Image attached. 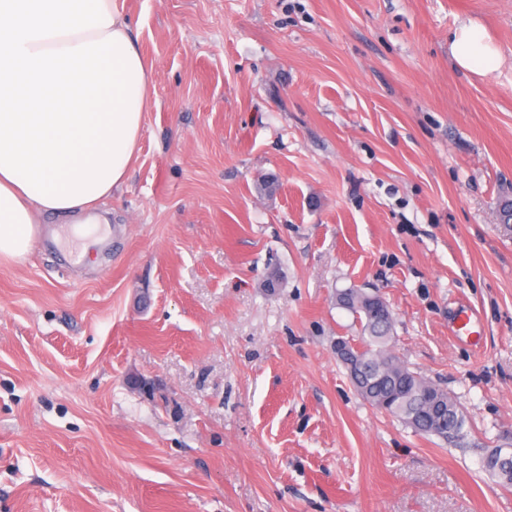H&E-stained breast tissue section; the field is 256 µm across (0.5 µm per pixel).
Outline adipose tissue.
<instances>
[{"label":"adipose tissue","mask_w":512,"mask_h":512,"mask_svg":"<svg viewBox=\"0 0 512 512\" xmlns=\"http://www.w3.org/2000/svg\"><path fill=\"white\" fill-rule=\"evenodd\" d=\"M460 68L496 61L485 28L453 39ZM149 69L117 0H0V267L25 259L40 216L98 224L133 166Z\"/></svg>","instance_id":"ef3b65f1"}]
</instances>
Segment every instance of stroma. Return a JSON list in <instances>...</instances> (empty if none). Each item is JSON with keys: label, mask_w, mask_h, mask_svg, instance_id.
I'll list each match as a JSON object with an SVG mask.
<instances>
[{"label": "stroma", "mask_w": 512, "mask_h": 512, "mask_svg": "<svg viewBox=\"0 0 512 512\" xmlns=\"http://www.w3.org/2000/svg\"><path fill=\"white\" fill-rule=\"evenodd\" d=\"M118 5L151 89L112 248L60 263L46 216L0 267V512H512L481 467L512 447V0ZM350 287L453 441L353 389ZM452 45L457 65L474 73L482 74L497 59L485 28L476 22L456 30Z\"/></svg>", "instance_id": "1"}]
</instances>
